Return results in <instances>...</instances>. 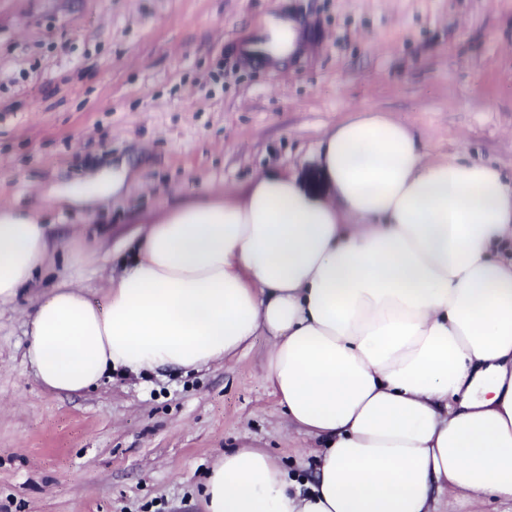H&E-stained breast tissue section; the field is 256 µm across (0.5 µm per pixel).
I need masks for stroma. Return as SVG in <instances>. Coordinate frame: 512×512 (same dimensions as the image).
Here are the masks:
<instances>
[{
    "mask_svg": "<svg viewBox=\"0 0 512 512\" xmlns=\"http://www.w3.org/2000/svg\"><path fill=\"white\" fill-rule=\"evenodd\" d=\"M312 49L268 65L265 20ZM408 125L431 157L512 177V0H0V204L57 225L41 291L95 303L129 235L172 206L310 174L325 133L363 110ZM128 166L88 210L75 189ZM34 295L0 308V512H201L213 460L248 444L306 473L262 376L265 337L200 372L113 375L56 394L24 359Z\"/></svg>",
    "mask_w": 512,
    "mask_h": 512,
    "instance_id": "35a3bbf8",
    "label": "stroma"
}]
</instances>
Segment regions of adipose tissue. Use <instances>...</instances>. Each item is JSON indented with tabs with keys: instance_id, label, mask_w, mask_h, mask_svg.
<instances>
[{
	"instance_id": "obj_1",
	"label": "adipose tissue",
	"mask_w": 512,
	"mask_h": 512,
	"mask_svg": "<svg viewBox=\"0 0 512 512\" xmlns=\"http://www.w3.org/2000/svg\"><path fill=\"white\" fill-rule=\"evenodd\" d=\"M319 185L257 174L137 228L104 305L39 297L24 357L49 391L233 360L263 371L319 440L311 479L261 448L213 463L204 512H432L453 492L512 503V185L429 157L403 122L363 111L324 134ZM0 205V307L36 286L53 240Z\"/></svg>"
}]
</instances>
